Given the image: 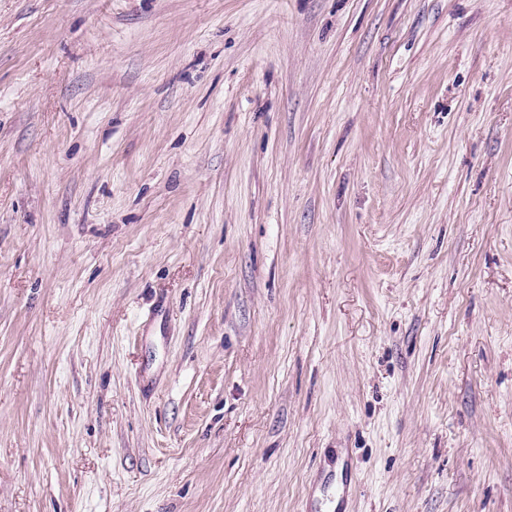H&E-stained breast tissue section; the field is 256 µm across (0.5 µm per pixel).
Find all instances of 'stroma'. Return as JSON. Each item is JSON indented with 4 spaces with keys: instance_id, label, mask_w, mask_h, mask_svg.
<instances>
[{
    "instance_id": "stroma-1",
    "label": "stroma",
    "mask_w": 512,
    "mask_h": 512,
    "mask_svg": "<svg viewBox=\"0 0 512 512\" xmlns=\"http://www.w3.org/2000/svg\"><path fill=\"white\" fill-rule=\"evenodd\" d=\"M512 512V0H0V512Z\"/></svg>"
}]
</instances>
